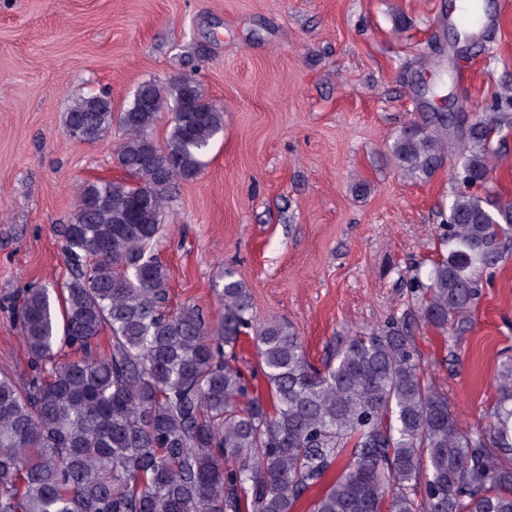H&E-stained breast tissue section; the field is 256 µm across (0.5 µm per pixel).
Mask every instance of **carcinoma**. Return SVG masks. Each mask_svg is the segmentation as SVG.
Returning a JSON list of instances; mask_svg holds the SVG:
<instances>
[{"instance_id": "obj_1", "label": "carcinoma", "mask_w": 512, "mask_h": 512, "mask_svg": "<svg viewBox=\"0 0 512 512\" xmlns=\"http://www.w3.org/2000/svg\"><path fill=\"white\" fill-rule=\"evenodd\" d=\"M163 143L154 132L168 105ZM223 111L196 76L138 86L122 111L104 90L75 98L68 135L100 141L116 124L114 159L131 180L87 181L59 228L68 277L32 286L14 304L33 377L0 375V512H512V362L483 427L465 429L448 393L421 371L418 323L459 329L479 299L478 269L512 245V200L471 192L491 173L501 117L424 112L395 137L394 164L430 180L448 154L468 187L439 224L448 255L420 304L353 336L321 366L286 322L258 324L248 289L224 270V320L168 312L156 246L178 179L198 176ZM107 332L111 349L97 348ZM253 339L268 395L239 366ZM343 471L323 485L337 466Z\"/></svg>"}]
</instances>
